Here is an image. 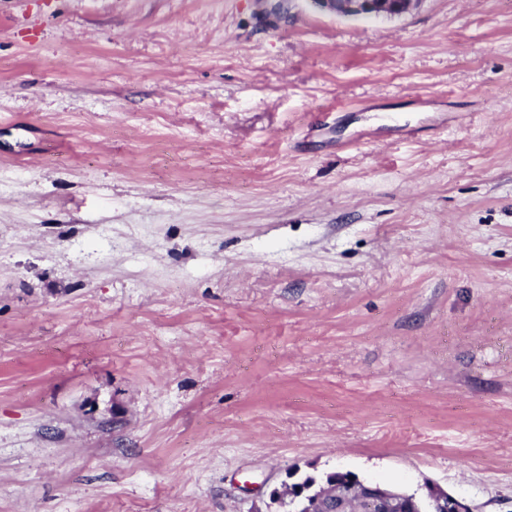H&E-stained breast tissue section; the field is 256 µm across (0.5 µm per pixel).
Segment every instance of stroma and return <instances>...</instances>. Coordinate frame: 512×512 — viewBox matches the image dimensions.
<instances>
[{
  "label": "stroma",
  "mask_w": 512,
  "mask_h": 512,
  "mask_svg": "<svg viewBox=\"0 0 512 512\" xmlns=\"http://www.w3.org/2000/svg\"><path fill=\"white\" fill-rule=\"evenodd\" d=\"M335 471L512 512V0H0V512ZM422 0H310L334 14L365 18L397 16L409 12Z\"/></svg>",
  "instance_id": "obj_1"
}]
</instances>
